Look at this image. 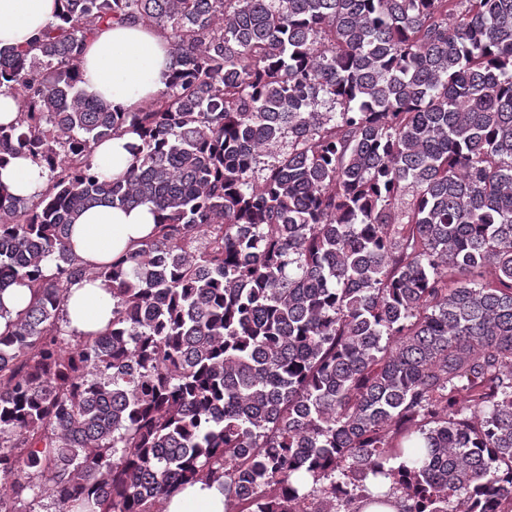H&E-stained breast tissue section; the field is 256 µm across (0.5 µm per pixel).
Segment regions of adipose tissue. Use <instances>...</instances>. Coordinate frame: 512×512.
<instances>
[{
    "label": "adipose tissue",
    "instance_id": "1",
    "mask_svg": "<svg viewBox=\"0 0 512 512\" xmlns=\"http://www.w3.org/2000/svg\"><path fill=\"white\" fill-rule=\"evenodd\" d=\"M61 9V0H0V47L20 46L37 36ZM170 73V43L140 24L102 29L85 43L80 56V86L87 95L132 112L155 98ZM140 138L129 131L99 143L94 151L100 172L122 176L134 160ZM0 185L14 196L33 198L47 185L44 165L16 157L0 168ZM157 221L151 206L95 207L73 225V252L93 267L109 264L139 247ZM67 326L78 335L102 332L112 320V296L102 283L84 279L69 285L64 305ZM165 512H224V491L201 483L174 493Z\"/></svg>",
    "mask_w": 512,
    "mask_h": 512
}]
</instances>
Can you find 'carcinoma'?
<instances>
[{
  "label": "carcinoma",
  "instance_id": "carcinoma-1",
  "mask_svg": "<svg viewBox=\"0 0 512 512\" xmlns=\"http://www.w3.org/2000/svg\"><path fill=\"white\" fill-rule=\"evenodd\" d=\"M168 36L137 112L86 96L114 24ZM21 100L0 165V512H512V0H63L0 48ZM135 131L119 177L98 143ZM149 204L154 233L87 268L72 224ZM52 273L42 274V266ZM112 323L69 334L68 285ZM398 466H392V463ZM0 182L11 195L30 199L46 188L47 169L28 157L12 158L0 168ZM64 308L69 331L97 334L112 320V295L99 280L83 279L68 286ZM165 512H224V490L217 483H196L174 493Z\"/></svg>",
  "mask_w": 512,
  "mask_h": 512
}]
</instances>
